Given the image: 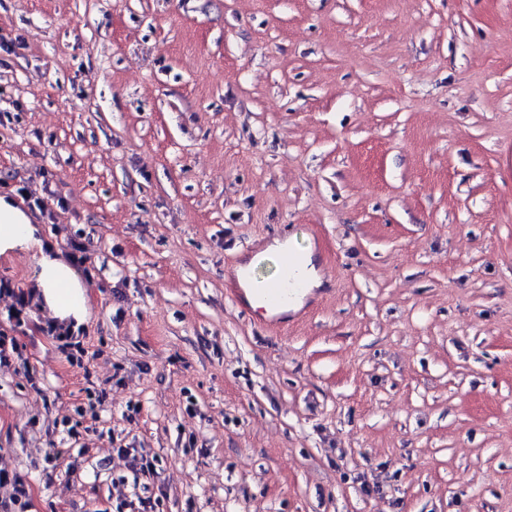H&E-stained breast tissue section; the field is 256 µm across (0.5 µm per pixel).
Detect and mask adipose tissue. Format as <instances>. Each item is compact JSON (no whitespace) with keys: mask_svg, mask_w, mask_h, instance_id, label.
<instances>
[{"mask_svg":"<svg viewBox=\"0 0 512 512\" xmlns=\"http://www.w3.org/2000/svg\"><path fill=\"white\" fill-rule=\"evenodd\" d=\"M32 254L36 272L30 295L54 325L74 331L90 316L88 286L81 274L53 245L24 206L8 194L0 195V255Z\"/></svg>","mask_w":512,"mask_h":512,"instance_id":"1","label":"adipose tissue"}]
</instances>
